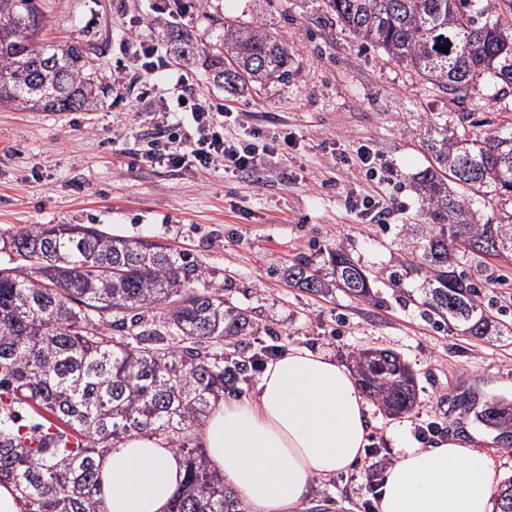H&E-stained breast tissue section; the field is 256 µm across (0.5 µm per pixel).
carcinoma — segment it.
<instances>
[{
  "label": "carcinoma",
  "mask_w": 512,
  "mask_h": 512,
  "mask_svg": "<svg viewBox=\"0 0 512 512\" xmlns=\"http://www.w3.org/2000/svg\"><path fill=\"white\" fill-rule=\"evenodd\" d=\"M342 27L382 50L434 89L460 100L487 80L512 88V0L509 17L479 22L475 0H326ZM39 0H0V106L90 112L106 86L77 43L46 44ZM182 66L204 58L229 94L288 78V44L259 25L224 23L221 47L207 51L167 33ZM449 46L448 52L440 47ZM459 125L425 127L429 165L412 181L423 223L404 233L402 267L420 281L429 319L465 336H499L506 325L488 312L465 268L467 258L512 253V126L490 133ZM492 197L499 214L476 206ZM0 248L20 257L0 267V483L14 485L24 512H107L98 498L99 466L112 444L144 434L182 457L185 478L169 512H242L188 436L224 393L246 383L260 352L221 359L210 346L253 335L248 314L224 300V285L186 251L147 239L115 237L79 224H35L5 237ZM332 269L288 266V282L312 294L336 289L375 301L372 280L343 248ZM121 315L111 325L105 314ZM128 333L119 340L112 331ZM360 388L390 415L412 410L414 375L392 350L365 348L354 357ZM42 422L20 424L18 408Z\"/></svg>",
  "instance_id": "obj_1"
}]
</instances>
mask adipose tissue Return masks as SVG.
I'll return each instance as SVG.
<instances>
[{"instance_id":"1","label":"adipose tissue","mask_w":512,"mask_h":512,"mask_svg":"<svg viewBox=\"0 0 512 512\" xmlns=\"http://www.w3.org/2000/svg\"><path fill=\"white\" fill-rule=\"evenodd\" d=\"M372 422L354 375L329 354L292 347L267 364L256 392L204 417L198 436L212 465L250 512H297L312 478L360 461ZM108 512H166L183 463L162 440L133 435L104 458ZM500 472L472 443L406 448L385 472L378 512H495Z\"/></svg>"}]
</instances>
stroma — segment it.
<instances>
[{
    "mask_svg": "<svg viewBox=\"0 0 512 512\" xmlns=\"http://www.w3.org/2000/svg\"><path fill=\"white\" fill-rule=\"evenodd\" d=\"M151 7L152 0H41L42 39L89 44L109 84L130 17L142 19L144 38L164 43ZM228 21L263 26L287 41V82L233 96L198 64L188 71L191 91L232 111L230 133L246 122L287 126L294 136L288 151L234 174L220 165L177 169L142 158L157 117L129 87L93 112L0 107V232L88 224L188 251L213 270L225 299L250 315L258 339L279 352L305 347L349 368L364 348L400 355L416 377L417 403L396 416L371 403V447L393 460L401 447L458 437L494 452L503 477L512 476V447L475 418L487 408L512 410V257L470 263L486 303L511 329L484 340L433 323L415 299L416 283L392 279L404 258L403 229L419 219L411 178L427 164L419 146L424 127L469 114L494 131L512 124V93L485 83L478 94L448 100L342 30L325 0H202L174 27L187 41L213 45ZM363 145L385 180L360 173ZM350 194L383 201L385 223L350 211ZM339 247L374 278L377 303L288 284L289 264L329 269V253ZM371 463L366 457L347 473L313 479L303 512H364L371 495L361 476Z\"/></svg>",
    "mask_w": 512,
    "mask_h": 512,
    "instance_id": "stroma-1",
    "label": "stroma"
}]
</instances>
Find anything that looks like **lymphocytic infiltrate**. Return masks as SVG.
<instances>
[{
	"label": "lymphocytic infiltrate",
	"mask_w": 512,
	"mask_h": 512,
	"mask_svg": "<svg viewBox=\"0 0 512 512\" xmlns=\"http://www.w3.org/2000/svg\"><path fill=\"white\" fill-rule=\"evenodd\" d=\"M140 19L130 18L120 41V50L126 55L132 68L130 83L140 84V101H157L161 112L174 114L187 112L191 123L184 137L188 148L186 152L171 151L169 144L173 138L171 130H163L161 135L151 141L145 151L149 159L180 168L192 165L198 169H208L223 164L231 172L253 168L260 154L273 155L287 150L293 142L291 132L285 131L277 136H269L266 128L245 126L243 136H230L225 132V115L204 97H182L181 92L189 83L186 72L175 73V83L171 92L157 95L153 86L141 85L142 75L153 74L164 68L166 61L163 48L150 40L140 39L137 30Z\"/></svg>",
	"instance_id": "1"
}]
</instances>
